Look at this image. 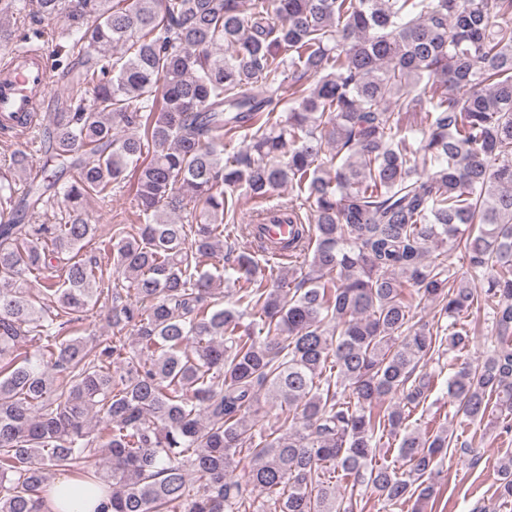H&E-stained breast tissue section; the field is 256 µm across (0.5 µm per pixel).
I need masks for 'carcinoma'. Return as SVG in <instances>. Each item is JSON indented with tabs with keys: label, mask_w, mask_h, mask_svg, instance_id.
<instances>
[{
	"label": "carcinoma",
	"mask_w": 512,
	"mask_h": 512,
	"mask_svg": "<svg viewBox=\"0 0 512 512\" xmlns=\"http://www.w3.org/2000/svg\"><path fill=\"white\" fill-rule=\"evenodd\" d=\"M29 8L63 22L68 93L43 115L41 174L0 179V512H43L55 470L104 486L97 512H267L256 491L273 512H355L336 495L350 478L419 505L450 439L405 430V408L443 347L456 412L512 432V0H0V20ZM285 184L295 200L240 249L228 194ZM125 186L137 233L114 224L82 253L84 201ZM258 254L311 259L282 276ZM408 290L436 321H414ZM491 301V345L459 362ZM268 404L288 430L252 432ZM386 436L397 469L376 461ZM499 472L508 503L511 453Z\"/></svg>",
	"instance_id": "carcinoma-1"
}]
</instances>
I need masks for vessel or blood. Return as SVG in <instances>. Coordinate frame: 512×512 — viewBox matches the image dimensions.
Masks as SVG:
<instances>
[{"label":"vessel or blood","mask_w":512,"mask_h":512,"mask_svg":"<svg viewBox=\"0 0 512 512\" xmlns=\"http://www.w3.org/2000/svg\"><path fill=\"white\" fill-rule=\"evenodd\" d=\"M52 87L49 60L44 50L14 52L0 66V113L19 116L38 109Z\"/></svg>","instance_id":"obj_1"}]
</instances>
